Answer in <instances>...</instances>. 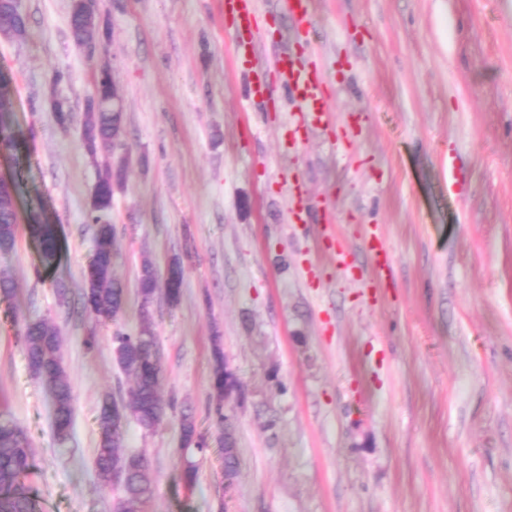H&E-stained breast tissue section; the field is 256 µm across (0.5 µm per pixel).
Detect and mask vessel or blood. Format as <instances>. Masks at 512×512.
I'll return each mask as SVG.
<instances>
[{"label":"vessel or blood","mask_w":512,"mask_h":512,"mask_svg":"<svg viewBox=\"0 0 512 512\" xmlns=\"http://www.w3.org/2000/svg\"><path fill=\"white\" fill-rule=\"evenodd\" d=\"M264 15L259 0H224V17L237 32L258 28ZM277 69L287 78V88L298 103L295 123L298 130L322 122L327 109L323 98L325 77L317 65L304 62L295 52L281 55Z\"/></svg>","instance_id":"b4317fda"}]
</instances>
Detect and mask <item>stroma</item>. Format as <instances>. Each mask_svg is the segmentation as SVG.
<instances>
[{
  "mask_svg": "<svg viewBox=\"0 0 512 512\" xmlns=\"http://www.w3.org/2000/svg\"><path fill=\"white\" fill-rule=\"evenodd\" d=\"M21 5L27 37L0 39L27 137L19 160L0 154V173L22 171L23 222L0 253L14 283L0 297V417L31 442L41 512H113L118 496L93 467L96 416L133 381L80 293L92 191L122 160L110 212L121 322L141 325L143 261L162 273L180 260V300L157 293L150 325L162 396L207 439L182 447L171 417L149 432L129 423L126 451L151 462L147 512H512V0H312L307 27L261 0L243 67L224 0H97L126 110L122 148L93 156L79 123L96 63L70 35L71 0ZM288 48L317 53L333 101L303 137L274 65ZM257 77L271 101L249 98ZM34 216L63 245L51 277L36 274ZM374 230L387 275L367 249ZM35 319L64 338L63 443L17 342ZM217 344L240 384L224 405L240 460L229 484L208 411Z\"/></svg>",
  "mask_w": 512,
  "mask_h": 512,
  "instance_id": "35a3bbf8",
  "label": "stroma"
}]
</instances>
